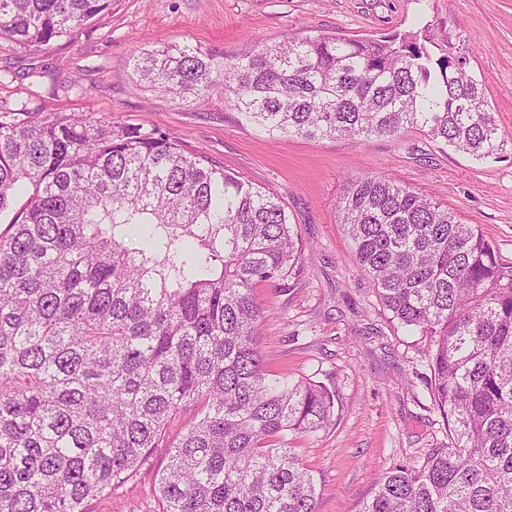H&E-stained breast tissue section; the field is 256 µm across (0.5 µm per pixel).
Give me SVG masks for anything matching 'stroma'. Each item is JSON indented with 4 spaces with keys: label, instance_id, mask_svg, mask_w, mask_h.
<instances>
[{
    "label": "stroma",
    "instance_id": "stroma-1",
    "mask_svg": "<svg viewBox=\"0 0 512 512\" xmlns=\"http://www.w3.org/2000/svg\"><path fill=\"white\" fill-rule=\"evenodd\" d=\"M423 32L434 56L464 58L485 88L505 144L476 159L410 128L358 144L268 140L221 93L186 103L137 80L132 51L171 43L231 56L259 41L319 33L346 38ZM0 109L93 115L175 136L186 151L284 202L304 271L288 289L257 288L267 365L335 388V426L296 438L317 480L316 512H360L386 472L419 467L448 444L427 381L431 341L389 319L352 259L336 202L355 173L384 174L474 224L512 262V0H112V10L37 52L0 41ZM153 452L124 486L88 512H162Z\"/></svg>",
    "mask_w": 512,
    "mask_h": 512
}]
</instances>
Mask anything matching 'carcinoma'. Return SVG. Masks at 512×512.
<instances>
[{"label": "carcinoma", "mask_w": 512, "mask_h": 512, "mask_svg": "<svg viewBox=\"0 0 512 512\" xmlns=\"http://www.w3.org/2000/svg\"><path fill=\"white\" fill-rule=\"evenodd\" d=\"M112 0H0L30 51ZM182 101L221 86L272 139L365 142L408 128L476 159L501 144L482 84L415 35L260 41L222 61L188 45L129 56ZM25 203L15 206L18 198ZM390 319L430 337L448 447L387 472L361 512H512V264L472 224L383 175L338 201ZM0 512H86L157 448L162 512H315L288 436L335 426V391L273 373L254 290L300 251L281 199L156 129L0 111ZM194 412L186 432L167 427Z\"/></svg>", "instance_id": "1"}]
</instances>
